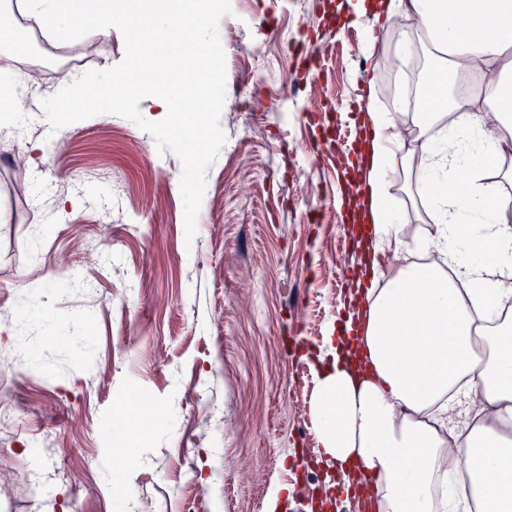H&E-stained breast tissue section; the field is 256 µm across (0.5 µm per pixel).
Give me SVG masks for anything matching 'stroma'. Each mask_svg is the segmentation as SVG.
Returning <instances> with one entry per match:
<instances>
[{
    "mask_svg": "<svg viewBox=\"0 0 512 512\" xmlns=\"http://www.w3.org/2000/svg\"><path fill=\"white\" fill-rule=\"evenodd\" d=\"M355 2L230 0L226 142L191 240L173 151L114 114L54 131L41 107L61 72L120 63L121 33L89 56L22 21L50 73L18 133L0 134V400L23 416L0 452V512H311L295 489L324 490L310 406L327 341L351 289L375 267L393 278L438 229L404 148L390 171L400 244L373 266L353 244L364 109L390 105L365 65L394 56L393 28L370 45L351 24ZM31 147L37 168L17 167ZM65 197L77 204L62 214ZM300 448L316 463L295 474Z\"/></svg>",
    "mask_w": 512,
    "mask_h": 512,
    "instance_id": "obj_1",
    "label": "stroma"
}]
</instances>
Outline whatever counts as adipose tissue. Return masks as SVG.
Returning <instances> with one entry per match:
<instances>
[{
	"label": "adipose tissue",
	"instance_id": "obj_1",
	"mask_svg": "<svg viewBox=\"0 0 512 512\" xmlns=\"http://www.w3.org/2000/svg\"><path fill=\"white\" fill-rule=\"evenodd\" d=\"M353 11L355 18L370 17V35L395 15L413 16L415 30L401 35L397 52L410 48L414 33L431 39L433 79L423 99L433 112L420 126L427 161L418 179L435 201L439 231L418 249H442L449 270L412 265L386 287L367 286L365 307L347 317L359 333L363 367L348 366L339 350L319 376L312 405L319 454L338 473L375 483L368 512H461L459 500L438 505L433 499L442 442L415 418L430 409L455 432L457 465L481 512H512V319L495 317L501 301L512 297V227L503 223L512 199L488 163L506 149L499 128L512 129V0H379L373 8L357 0ZM23 17L52 43L86 33L108 37L116 23L140 20L161 45L172 27H192L201 65L180 95L198 97L203 111L220 109L212 92L217 76L208 65L218 44L208 34L206 14L186 15L174 0H132L119 19L112 16V0H0V74L8 77L25 50L15 39ZM473 63L494 75L484 102L497 128L481 127L472 108L452 96L460 71ZM366 112L371 130L362 159L367 195L361 220L368 226L364 249L377 253L401 233L388 192L397 118L373 102ZM472 374L491 420L466 418L454 392ZM490 472L497 475L491 483L485 479Z\"/></svg>",
	"mask_w": 512,
	"mask_h": 512
}]
</instances>
